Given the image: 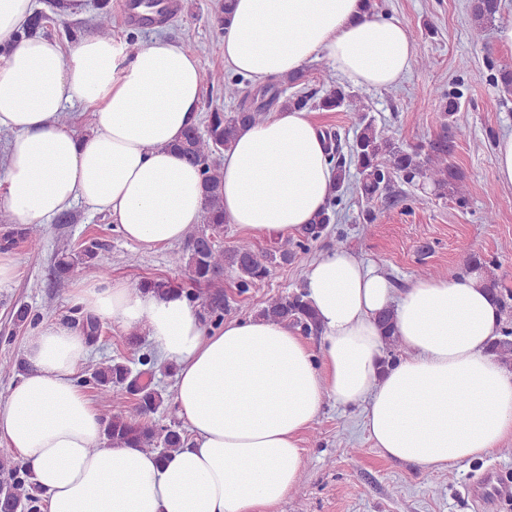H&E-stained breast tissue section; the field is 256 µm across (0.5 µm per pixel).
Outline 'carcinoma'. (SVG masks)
Masks as SVG:
<instances>
[{
    "label": "carcinoma",
    "mask_w": 512,
    "mask_h": 512,
    "mask_svg": "<svg viewBox=\"0 0 512 512\" xmlns=\"http://www.w3.org/2000/svg\"><path fill=\"white\" fill-rule=\"evenodd\" d=\"M93 30L103 37L112 36V15L105 0H98ZM500 12V0H470L471 19L475 38L482 36L483 29L494 23ZM53 17L39 10L30 19L26 29L18 38L44 31ZM496 87L512 95V69L503 68L491 75ZM300 90L281 96L272 94L264 105L248 106L242 100L230 112L214 109L205 116V130L192 127L175 149L186 160L198 165L204 196L203 227L190 234L186 247L173 254L172 265L187 273V280L176 281L158 278L144 282L154 292L179 289L192 300L203 299V309L214 317L220 316L226 305L223 290L224 271L231 269L238 274L237 288L244 292L266 279L272 269L295 260L306 253L312 242L338 224L339 207L342 205L344 188L349 184L350 170L358 175L357 188L369 203L361 212V223L374 224L377 220L370 203L387 194L392 183L401 179L408 184H429L433 195L440 199L453 198L460 207L468 204L460 189L464 179L462 171L449 157L452 154L451 139L442 136L428 144L403 147L395 142L389 130L377 126L375 120L357 105L355 95L340 83L329 78L322 87L308 91L302 87L305 75L298 73L284 79ZM276 105L297 110L318 109L336 112L350 106L361 112L358 128L348 154L341 153L337 138L326 133L329 161L336 170V182L332 190L329 209L319 214L315 222L305 228L296 238L285 240L280 245L259 251L248 239H240L229 248L208 244L209 237L224 231V184L220 172V154L231 149L240 127L262 121L268 107ZM44 235V227L38 224H16L10 213L0 210V252H10L23 242H37ZM100 243L91 242L80 251H63L55 262V274L64 276L79 268L86 274L97 277L110 275V270L97 259ZM459 250L464 255L463 273L478 271L483 288L499 305L501 314L507 318L502 335L496 336L488 346V354L505 366L512 365V291L503 288L496 270L499 262L482 252L473 250L462 242ZM259 317L273 322H287L306 335L320 332L317 315L304 300L302 290L278 297L258 311ZM380 327L385 336V362L396 360L404 348L395 336L394 314L383 311L379 316ZM142 369L135 371L120 359L104 360L95 364L84 383L91 386L100 401L111 400L114 389L125 390L133 399L134 407L128 413H104L102 424L106 440L114 446L129 448L161 449L166 453L181 448L187 443L184 431L178 425H162L153 421V415L166 401L165 391L144 380V375L153 368L151 356L139 358ZM0 512H42L41 490L32 482V472L26 465L15 460L12 449L0 446Z\"/></svg>",
    "instance_id": "1"
}]
</instances>
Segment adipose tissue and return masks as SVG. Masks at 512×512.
Segmentation results:
<instances>
[{"mask_svg": "<svg viewBox=\"0 0 512 512\" xmlns=\"http://www.w3.org/2000/svg\"><path fill=\"white\" fill-rule=\"evenodd\" d=\"M34 0H0V131L10 133L0 206L44 224L84 205L128 241H182L202 220L201 175L175 151L195 123L203 77L195 55L161 35L129 53L89 35L71 50L16 41ZM225 67L262 84L322 59L343 82L390 87L414 46L397 19L364 0H235ZM91 109L86 132L59 115ZM224 216L244 234L296 237L329 204L334 172L310 112H272L238 131L222 161ZM321 325L311 348L287 323L255 317L213 326L185 294L123 279L76 284L73 302L99 321L152 339L174 362V400L190 430L168 454L111 447L75 375L82 330L46 319L29 336L30 372L0 401V440L28 463L47 512H272L302 469V436L326 400L363 404L370 439L390 459L443 470L492 453L512 434V372L486 353L502 323L479 274L419 278L395 292L386 273L346 249L306 268ZM393 309L406 354L384 364L377 317Z\"/></svg>", "mask_w": 512, "mask_h": 512, "instance_id": "obj_1", "label": "adipose tissue"}]
</instances>
